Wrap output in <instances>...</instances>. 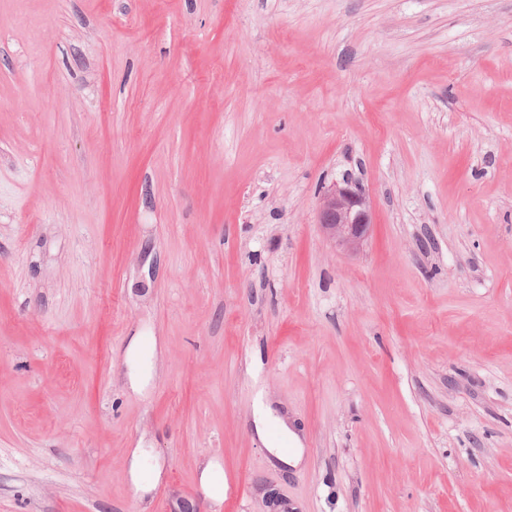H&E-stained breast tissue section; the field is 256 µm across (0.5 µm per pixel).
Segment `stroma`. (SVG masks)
Returning <instances> with one entry per match:
<instances>
[{
	"instance_id": "obj_1",
	"label": "stroma",
	"mask_w": 512,
	"mask_h": 512,
	"mask_svg": "<svg viewBox=\"0 0 512 512\" xmlns=\"http://www.w3.org/2000/svg\"><path fill=\"white\" fill-rule=\"evenodd\" d=\"M215 456L223 512H512V0H0V512ZM317 224L334 245L354 253L362 246L370 225L372 211L365 193L346 178L322 194L317 206ZM254 424L257 433L268 440L271 452L284 464H296L300 455V448H294L288 451L287 448H281L278 442L271 436L270 427L275 425L279 428L281 434L291 442L295 447L298 443L297 436L291 432L285 423L274 414L273 410L265 404L263 399H259L254 404Z\"/></svg>"
}]
</instances>
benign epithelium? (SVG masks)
I'll list each match as a JSON object with an SVG mask.
<instances>
[{"mask_svg": "<svg viewBox=\"0 0 512 512\" xmlns=\"http://www.w3.org/2000/svg\"><path fill=\"white\" fill-rule=\"evenodd\" d=\"M317 223L334 245L354 253L362 246L370 225L369 200L350 179L336 184L322 194L317 206Z\"/></svg>", "mask_w": 512, "mask_h": 512, "instance_id": "1", "label": "benign epithelium"}]
</instances>
